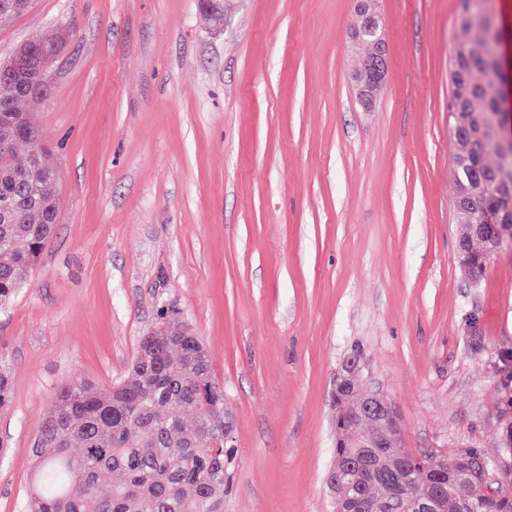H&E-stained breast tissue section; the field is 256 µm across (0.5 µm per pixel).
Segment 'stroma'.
Listing matches in <instances>:
<instances>
[{
  "instance_id": "35a3bbf8",
  "label": "stroma",
  "mask_w": 512,
  "mask_h": 512,
  "mask_svg": "<svg viewBox=\"0 0 512 512\" xmlns=\"http://www.w3.org/2000/svg\"><path fill=\"white\" fill-rule=\"evenodd\" d=\"M462 0H380L388 75L355 99L353 0H35L0 60L72 39L27 102L54 168L53 234L0 310V512H23L58 390L127 374L174 312L234 416L224 512H331L336 377L396 405L399 446L502 459L512 423V248L465 276L448 125Z\"/></svg>"
}]
</instances>
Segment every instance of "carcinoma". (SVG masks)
Listing matches in <instances>:
<instances>
[{
  "instance_id": "carcinoma-1",
  "label": "carcinoma",
  "mask_w": 512,
  "mask_h": 512,
  "mask_svg": "<svg viewBox=\"0 0 512 512\" xmlns=\"http://www.w3.org/2000/svg\"><path fill=\"white\" fill-rule=\"evenodd\" d=\"M33 0H0V17L28 11ZM470 34L452 49L448 123L469 116L487 142L477 158L456 150L452 173L472 182L469 223L493 213L512 224V156L495 147L494 113L499 111V31L492 8H476L461 22ZM54 29L27 43L0 64V114L24 111L35 99L36 76H52L51 64L72 38ZM10 155L0 157V307L9 304L48 243L59 193L45 159L28 161L32 142L45 154L35 124L21 131L0 122ZM466 260L476 277L485 269L484 235L463 226ZM167 336L142 337L132 368L111 387L75 380L60 388L39 426L41 468L27 492L24 512H224L232 488L237 449L224 447V424L233 416L224 404V385L215 380L207 350L181 320L157 323ZM361 398L348 385L336 388V448L329 469L342 497L365 498L384 512H422L433 498L437 512H512V471L489 487L467 460L480 454L465 448L449 456L414 455L397 448L398 438L361 417ZM193 411L186 420L184 410ZM121 475L118 482L112 474Z\"/></svg>"
}]
</instances>
